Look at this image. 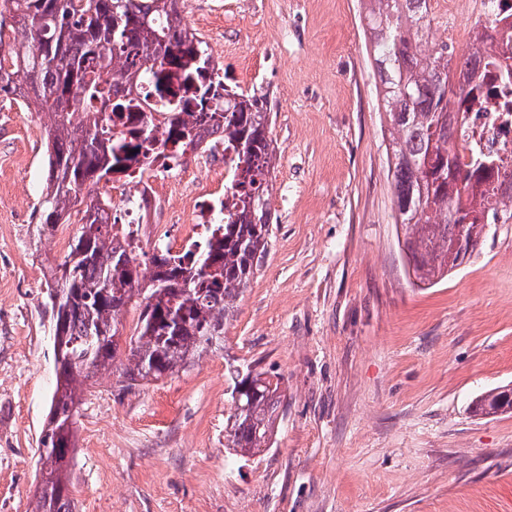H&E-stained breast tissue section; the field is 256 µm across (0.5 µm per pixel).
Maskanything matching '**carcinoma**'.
<instances>
[{
  "label": "carcinoma",
  "instance_id": "carcinoma-1",
  "mask_svg": "<svg viewBox=\"0 0 512 512\" xmlns=\"http://www.w3.org/2000/svg\"><path fill=\"white\" fill-rule=\"evenodd\" d=\"M367 13L373 65L389 126L395 223L416 286L448 278L474 253L486 225L468 220L471 199L496 164L488 158L463 167L453 146L448 112L457 93L452 74L470 60L448 58V44L428 46L430 0H375ZM20 43L28 53L0 55V93L48 116V176L40 201L42 228L65 224L81 210V230L51 276L56 385L39 439L61 455L40 470L32 512H72L70 479L81 394L114 369L117 318L135 300L142 307L130 336L122 375L128 382L171 376L219 343L237 301L268 252L269 176L276 150L268 136L269 112L255 97L224 90L208 45L183 22L180 0H0V48ZM169 111L160 113L174 158L195 139L197 123L224 127L237 158L232 190L236 209L227 222L206 228L204 242L183 253L157 249L151 267L104 221L108 203L85 201L83 189L114 174L133 177L130 151L152 140L155 116L135 98L112 96V83L133 93L138 69ZM85 111H77L79 104ZM135 115L116 128L112 115ZM464 237L471 249L458 247ZM231 411L225 448L245 457L273 445L286 394L274 372L228 364ZM501 393H482L473 408L496 414Z\"/></svg>",
  "mask_w": 512,
  "mask_h": 512
}]
</instances>
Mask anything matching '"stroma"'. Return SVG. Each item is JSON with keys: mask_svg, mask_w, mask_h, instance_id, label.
I'll return each mask as SVG.
<instances>
[{"mask_svg": "<svg viewBox=\"0 0 512 512\" xmlns=\"http://www.w3.org/2000/svg\"><path fill=\"white\" fill-rule=\"evenodd\" d=\"M221 45L227 89L266 101L277 147L269 252L224 340L162 381L84 391L73 512H512V224L417 287L393 210L387 121L361 0H182ZM44 113L0 96V512H30L55 386L47 302L64 242L41 232ZM159 225L224 194V170L169 173ZM282 377L272 448L225 449L227 359Z\"/></svg>", "mask_w": 512, "mask_h": 512, "instance_id": "stroma-1", "label": "stroma"}]
</instances>
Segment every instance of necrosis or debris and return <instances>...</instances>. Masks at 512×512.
I'll use <instances>...</instances> for the list:
<instances>
[{
	"label": "necrosis or debris",
	"mask_w": 512,
	"mask_h": 512,
	"mask_svg": "<svg viewBox=\"0 0 512 512\" xmlns=\"http://www.w3.org/2000/svg\"><path fill=\"white\" fill-rule=\"evenodd\" d=\"M492 10L489 0H471L464 45L476 57L475 79L481 87L476 96L466 97L460 105L465 119L454 131V143L461 164H469L479 156L495 159L501 176L489 185L488 191L507 197L512 196V79L502 80L495 70L488 68L487 62L512 45V23H491ZM219 157L224 160V183L229 187L235 179L234 156L228 151L222 133L203 131L193 150L196 168L207 169ZM162 163V157L148 160L143 154H135L130 161L134 178L103 188V196L111 202L108 223L123 225L131 242H139L143 225L154 223L162 207L157 191Z\"/></svg>",
	"instance_id": "obj_1"
}]
</instances>
